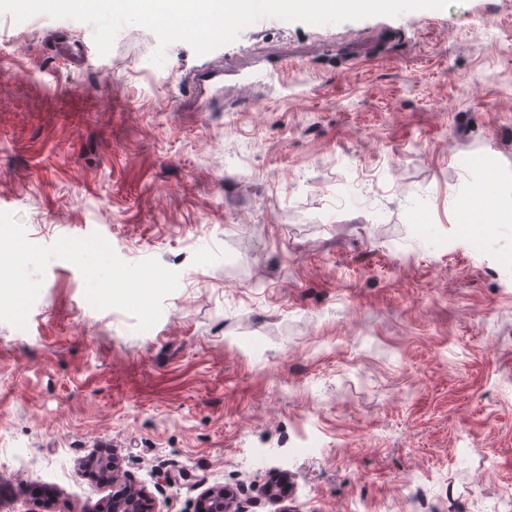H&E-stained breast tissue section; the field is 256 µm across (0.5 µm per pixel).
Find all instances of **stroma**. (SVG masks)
Instances as JSON below:
<instances>
[{
	"label": "stroma",
	"mask_w": 512,
	"mask_h": 512,
	"mask_svg": "<svg viewBox=\"0 0 512 512\" xmlns=\"http://www.w3.org/2000/svg\"><path fill=\"white\" fill-rule=\"evenodd\" d=\"M400 40L337 68L336 49ZM84 46L82 70L48 31ZM512 0L245 28L211 56L285 83L197 112L203 59L128 25L0 12V211L179 275L149 330L46 267L0 322V512H147L288 481L292 512H512ZM248 162L247 180L238 167ZM128 486L133 487V489L128 488L131 493L113 498L112 502L107 505L106 512H140L142 510L141 500L146 496L144 489H137L131 482Z\"/></svg>",
	"instance_id": "1"
}]
</instances>
